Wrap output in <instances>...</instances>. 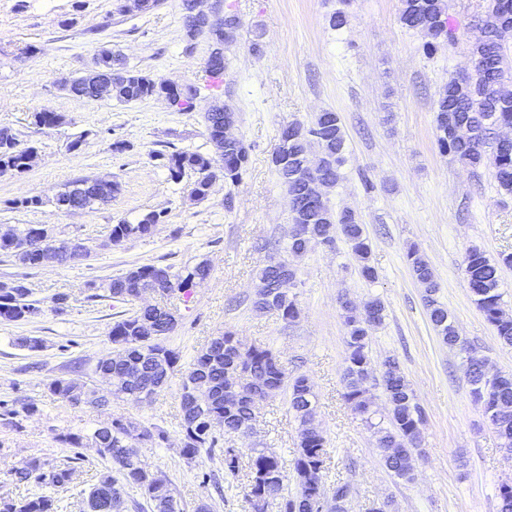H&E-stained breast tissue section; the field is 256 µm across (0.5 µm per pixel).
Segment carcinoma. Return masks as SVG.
I'll list each match as a JSON object with an SVG mask.
<instances>
[{"mask_svg":"<svg viewBox=\"0 0 512 512\" xmlns=\"http://www.w3.org/2000/svg\"><path fill=\"white\" fill-rule=\"evenodd\" d=\"M446 10V0H402L400 20L407 28L425 33L429 41L424 50L431 52L438 43L453 37L447 26ZM484 17L491 25L511 20L512 0H488ZM505 48L506 44L493 39L473 45L472 56L480 61L481 68L477 76L464 85L455 79L448 81L436 102V137L439 148L462 163L474 168L491 165L500 192L512 195V141H490L492 130L512 121V62L508 60ZM95 60L102 65L101 70H91L65 83L71 95L91 100L115 98L122 102L167 96L180 112L194 108L198 93L194 86L172 88L161 80L129 70L122 58L105 46L99 48ZM225 69L222 56L207 61L205 87L219 91L222 83L216 79L224 77ZM227 118H235V113L224 104L215 106L205 115L207 138L215 150L221 151V162L213 155L198 151L179 150L152 155L174 181L188 173L196 176L190 192L195 201L208 197L215 180L222 178L225 183L235 185L247 172L251 145L240 137L224 141V120ZM344 148L345 134L340 116L324 111L311 123L299 124L288 134V148L275 149L272 164L288 190L296 213L288 233L287 251L300 256L314 244L334 243L335 236L340 235L358 263L360 276L373 281L377 270L371 262V242L357 215L350 210L335 212L326 201L311 206L312 189L294 174L297 168L304 166L338 183L342 178L340 167ZM33 153L34 147L21 145L9 129H0V176L15 177L26 173ZM117 189L118 184L107 176L78 178L57 196L56 206L67 212L83 210L106 202ZM161 220V214L151 212L136 224H114L110 238L121 242L148 235ZM39 228L38 224L31 225L16 239L0 241V253L29 268L40 267L41 259L48 256L57 265L79 261V256L65 247V240L51 235L44 238L41 250H26L29 233ZM407 259L414 277L426 288L428 315L438 336L450 348L464 347L448 309L435 298L437 283L433 270L414 249L408 251ZM504 266H512V253H504L494 260L483 251L472 248L463 261L464 276L474 301L494 327L498 339L512 346V314L504 310L499 292V273ZM210 273L211 267L204 260L176 271L169 266L144 264L112 278L106 288L109 297L118 300L139 288L170 289L188 297ZM280 276L278 259L273 258L259 273V279L268 282V296L254 299L252 306L259 311H276L283 320L292 321L299 313L297 302L278 288ZM29 296L30 290L22 281L13 282L9 292L0 288V322H26L40 317L44 309ZM346 302V298L339 301L347 346L343 398L352 412L373 431L385 468L394 476L411 481L425 423L424 409L416 400L398 362L388 357L383 362L378 383L386 400V420L374 422L377 411L365 371L370 364L369 336L383 324L386 307L378 297L366 302L367 312L350 307ZM147 317L154 319L159 328V336L153 342H144L138 337L137 324ZM173 331L174 328L167 324L165 313L155 307L139 308L112 325L109 339L123 350L121 358L104 366L112 379V395L139 405L142 395H154L158 385L165 386L172 378L180 376V455L195 457L203 451L212 454L219 449L224 453V472L234 477L239 471L241 449L223 447V435L253 427V418L249 397L240 398L231 405L224 402L227 376L241 374L242 389L247 393L256 382L274 395L286 392L289 411L298 424L297 449L292 463L295 491H288V475L276 456L263 448H251L246 492L251 512H257L255 500L258 498L275 499L280 512H315L314 505L320 495L336 499L349 491L348 486L338 485L330 492L322 482L327 462L326 438L315 422L317 395L308 377H288V370L271 348L262 344L245 345L232 330L216 337V342L202 349L182 372L179 352L166 343L167 336ZM465 376L473 401L483 408L496 409L493 425L504 438L506 447L511 448L512 374L489 377L482 370V361L470 356ZM48 390L66 405L88 404L84 385L73 379H53L48 383ZM38 412L39 406L33 400L20 404L0 400V419L16 428L21 426L23 419ZM54 440L77 449V452L56 464L32 457L13 467L11 475L16 484H35L41 492L20 502L0 497V512H58L59 499L46 493L45 489L59 491L70 487L77 472L76 463L82 459L78 449L86 447L97 449L102 458L112 463V467L99 472L89 491L90 512H102L99 495L115 484L142 489L150 512H183L168 477L148 469L137 453V449L148 444L169 443L170 436L164 428L111 416L90 434L67 431L56 434Z\"/></svg>","mask_w":512,"mask_h":512,"instance_id":"obj_1","label":"carcinoma"}]
</instances>
